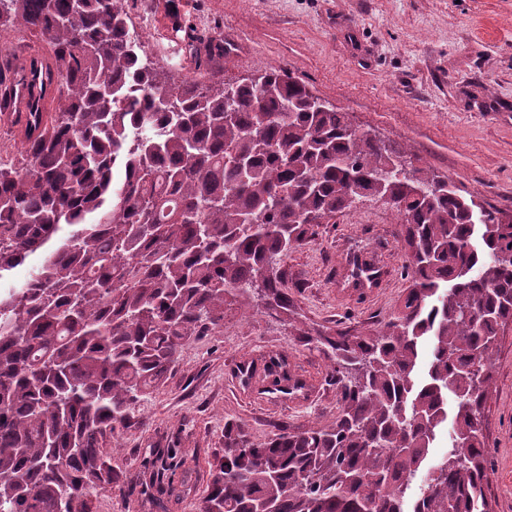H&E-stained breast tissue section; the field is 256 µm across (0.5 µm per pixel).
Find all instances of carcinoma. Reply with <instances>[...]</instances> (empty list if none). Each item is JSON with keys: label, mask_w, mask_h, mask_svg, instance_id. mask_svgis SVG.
Returning a JSON list of instances; mask_svg holds the SVG:
<instances>
[{"label": "carcinoma", "mask_w": 512, "mask_h": 512, "mask_svg": "<svg viewBox=\"0 0 512 512\" xmlns=\"http://www.w3.org/2000/svg\"><path fill=\"white\" fill-rule=\"evenodd\" d=\"M7 28L49 51L21 159L0 165V280L45 256L0 292V512H93L117 478L108 442L183 347L259 284L294 321L280 262L363 200L403 226L401 305L361 332L298 329L340 385L335 420L263 442L224 421L196 512H490L512 222L424 169L381 176L400 153L285 71L160 80L126 0H0Z\"/></svg>", "instance_id": "carcinoma-1"}]
</instances>
